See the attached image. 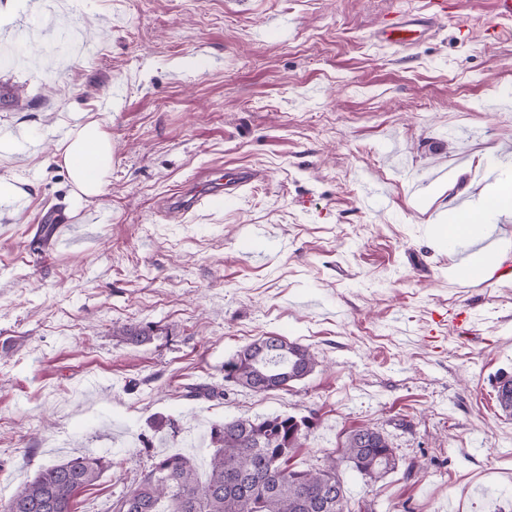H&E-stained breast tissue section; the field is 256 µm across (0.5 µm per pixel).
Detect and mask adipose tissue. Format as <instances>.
Instances as JSON below:
<instances>
[{
  "label": "adipose tissue",
  "mask_w": 512,
  "mask_h": 512,
  "mask_svg": "<svg viewBox=\"0 0 512 512\" xmlns=\"http://www.w3.org/2000/svg\"><path fill=\"white\" fill-rule=\"evenodd\" d=\"M64 167L80 196L102 194L105 177L112 168V138L98 122L90 121L61 142Z\"/></svg>",
  "instance_id": "ef3b65f1"
}]
</instances>
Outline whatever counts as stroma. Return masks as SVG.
Instances as JSON below:
<instances>
[{"instance_id": "1", "label": "stroma", "mask_w": 512, "mask_h": 512, "mask_svg": "<svg viewBox=\"0 0 512 512\" xmlns=\"http://www.w3.org/2000/svg\"><path fill=\"white\" fill-rule=\"evenodd\" d=\"M424 2L0 0V47L78 36L49 67L0 63V503L94 454L121 465L77 512H111L156 455L204 469L212 424L289 414L313 423L300 469L357 427L387 436L397 469L345 471L351 505L512 512V272L469 276L435 231L512 183V19L451 0L416 48L376 40ZM91 120L112 169L78 203L53 153ZM236 170L255 178L219 204L165 208ZM262 335L309 347L313 374L226 382ZM202 382L224 398H186ZM154 328L151 325H124L113 331V335L118 337L122 342L129 345L139 346L150 343L153 336Z\"/></svg>"}]
</instances>
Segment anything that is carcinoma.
I'll use <instances>...</instances> for the list:
<instances>
[{
	"label": "carcinoma",
	"mask_w": 512,
	"mask_h": 512,
	"mask_svg": "<svg viewBox=\"0 0 512 512\" xmlns=\"http://www.w3.org/2000/svg\"><path fill=\"white\" fill-rule=\"evenodd\" d=\"M150 325H124L113 331L122 342L139 346L153 340ZM315 354L281 336H260L224 365V379L262 393L288 389L311 375ZM185 396L222 398L224 387L192 384ZM497 401L512 417V375L497 378ZM310 424L273 415L235 418L210 428L213 448L206 477L199 478L191 458L162 454L134 487L112 502V512H352L341 471L349 469L377 482L398 467L387 438L370 427L351 431L342 447L324 453L311 469L289 465L302 447ZM122 465L90 455H71L38 471L3 506V512H75L77 496L95 485L107 468Z\"/></svg>",
	"instance_id": "cac0c4a2"
}]
</instances>
